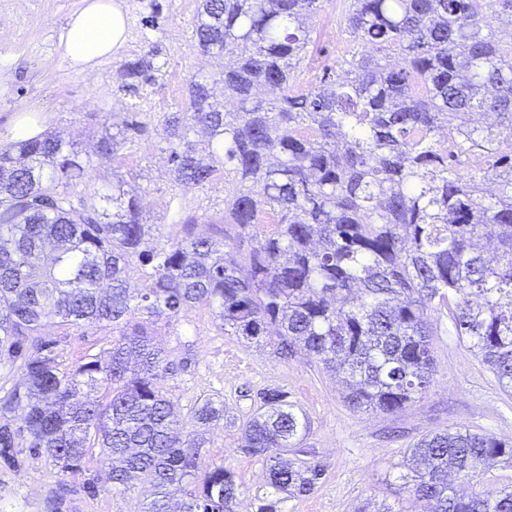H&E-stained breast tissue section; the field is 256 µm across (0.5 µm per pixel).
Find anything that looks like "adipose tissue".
<instances>
[{"label": "adipose tissue", "instance_id": "ef3b65f1", "mask_svg": "<svg viewBox=\"0 0 512 512\" xmlns=\"http://www.w3.org/2000/svg\"><path fill=\"white\" fill-rule=\"evenodd\" d=\"M126 28L122 0H82L68 20L62 56L71 68L89 70L101 58L118 53Z\"/></svg>", "mask_w": 512, "mask_h": 512}]
</instances>
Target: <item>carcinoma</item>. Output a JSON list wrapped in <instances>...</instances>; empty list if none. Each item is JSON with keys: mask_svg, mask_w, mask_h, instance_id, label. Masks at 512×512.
I'll return each instance as SVG.
<instances>
[{"mask_svg": "<svg viewBox=\"0 0 512 512\" xmlns=\"http://www.w3.org/2000/svg\"><path fill=\"white\" fill-rule=\"evenodd\" d=\"M322 2L202 0L196 10L194 42L223 62L191 80L183 111L162 113L161 139L176 186L204 188L220 171L236 183L222 220L232 237L190 215L185 237L157 245L115 169L102 196L111 213L58 190L85 172L59 128L0 148V363L22 369L0 396L1 461L15 464L25 438L64 473L97 458L113 491L143 485L141 512H232L235 474L204 465L200 445L180 436L157 385L169 361L146 329L197 305L226 335L277 337L285 360L305 350L343 374L350 409L385 414L426 391L431 312L452 305L457 335L512 391V154L498 151L512 134V28L494 26L512 18V0H350L353 37L398 49L401 62L354 54L300 89L295 69ZM153 70L147 53L121 72L133 88ZM112 127L100 161L139 130ZM269 216L276 230L265 233ZM49 324L109 326L118 339L66 369L42 337ZM258 398L240 440L268 465L256 512H280L324 469L281 458L309 433L288 394ZM223 419L210 397L192 416L202 428ZM494 461L512 463V442L463 427L421 437L400 466L424 512H512V485L457 490Z\"/></svg>", "mask_w": 512, "mask_h": 512, "instance_id": "carcinoma-1", "label": "carcinoma"}]
</instances>
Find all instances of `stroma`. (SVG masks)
Listing matches in <instances>:
<instances>
[{"label": "stroma", "instance_id": "obj_1", "mask_svg": "<svg viewBox=\"0 0 512 512\" xmlns=\"http://www.w3.org/2000/svg\"><path fill=\"white\" fill-rule=\"evenodd\" d=\"M127 41L115 56L101 59L92 74L73 70L58 53L69 16L80 0H0V146L10 141L17 105L37 110L46 130L61 128L76 142L80 157L93 153L98 140L112 132L113 119L138 118L144 129L114 160L87 167L77 194L97 198L120 171L126 188L138 194L145 223L159 230L168 246L183 236L182 213L221 220L224 177L204 188L175 190L156 116L180 111L192 78L216 68L192 39L197 0H125ZM345 0H324L312 20V43L297 70L306 88L327 66L363 52L347 30ZM153 51L159 70L138 91L126 88L121 64ZM435 368L422 396L395 415L357 413L345 404L338 379L303 350L281 359L270 346H257L226 335L211 309L199 306L148 328L172 365L160 380L177 407L184 437L202 445L206 463L223 465L239 485L234 512H255L256 496L267 489L263 458L240 446V428L256 410L265 389L287 392L310 421V432L295 456L319 462L324 477L309 495L286 500L282 512H399L408 495L400 466L404 452L421 438L446 428L466 426L504 441L512 440V394L457 336L447 307L432 317ZM57 344L65 365L112 346L108 328L43 331ZM224 403V419L208 430L191 416L200 399ZM19 467L0 464V512H138L140 488L116 494L100 464L83 473H61L44 455L27 446L18 450Z\"/></svg>", "mask_w": 512, "mask_h": 512}]
</instances>
